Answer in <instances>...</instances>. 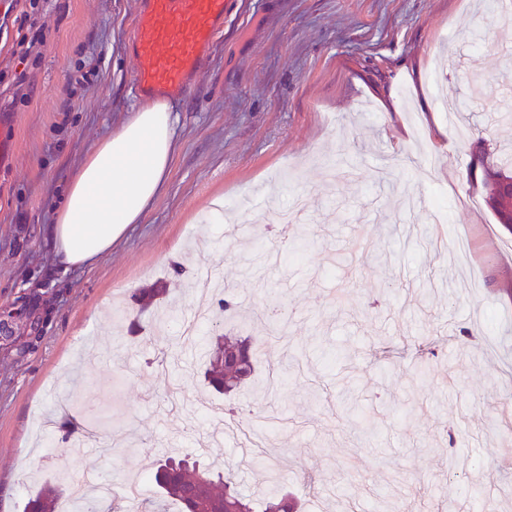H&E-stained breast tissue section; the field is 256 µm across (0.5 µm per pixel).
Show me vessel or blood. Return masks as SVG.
<instances>
[{
  "mask_svg": "<svg viewBox=\"0 0 512 512\" xmlns=\"http://www.w3.org/2000/svg\"><path fill=\"white\" fill-rule=\"evenodd\" d=\"M228 4L229 0H140L130 51L135 96H186L224 29Z\"/></svg>",
  "mask_w": 512,
  "mask_h": 512,
  "instance_id": "1",
  "label": "vessel or blood"
}]
</instances>
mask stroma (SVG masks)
<instances>
[{
	"label": "stroma",
	"mask_w": 512,
	"mask_h": 512,
	"mask_svg": "<svg viewBox=\"0 0 512 512\" xmlns=\"http://www.w3.org/2000/svg\"><path fill=\"white\" fill-rule=\"evenodd\" d=\"M230 2L174 104L164 192L88 267L55 264L47 226L137 103L139 0H45L28 98L0 83L17 141L0 166V512L170 456L261 496L242 456L263 436L304 512H512V230L471 170L479 143L512 160V6ZM82 73L92 86L73 83ZM440 99L462 107L465 137ZM299 196L306 237L280 241L275 219ZM198 267L229 286L225 333L256 348L255 384L226 395L204 382L213 332L176 329ZM271 297L287 340L255 318ZM204 404L258 412L205 448Z\"/></svg>",
	"instance_id": "35a3bbf8"
}]
</instances>
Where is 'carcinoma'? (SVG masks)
Returning <instances> with one entry per match:
<instances>
[{"mask_svg":"<svg viewBox=\"0 0 512 512\" xmlns=\"http://www.w3.org/2000/svg\"><path fill=\"white\" fill-rule=\"evenodd\" d=\"M481 145L473 156V166L481 167L486 196L491 193L496 177L503 173L497 163L486 160ZM205 379L219 393H230L246 385L256 372V359L248 338L216 336L215 348L203 353ZM150 478L160 490L154 512H165V502L174 501L181 512H298L300 499L284 490L283 482L260 500L243 495L232 478L212 466L189 463L169 457L158 463ZM59 494L54 487L41 488L28 502V512H52Z\"/></svg>","mask_w":512,"mask_h":512,"instance_id":"cac0c4a2","label":"carcinoma"}]
</instances>
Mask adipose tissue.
Here are the masks:
<instances>
[{
    "instance_id": "obj_1",
    "label": "adipose tissue",
    "mask_w": 512,
    "mask_h": 512,
    "mask_svg": "<svg viewBox=\"0 0 512 512\" xmlns=\"http://www.w3.org/2000/svg\"><path fill=\"white\" fill-rule=\"evenodd\" d=\"M169 103L137 106L84 157L48 233L55 261L79 269L111 251L163 191L176 151Z\"/></svg>"
}]
</instances>
